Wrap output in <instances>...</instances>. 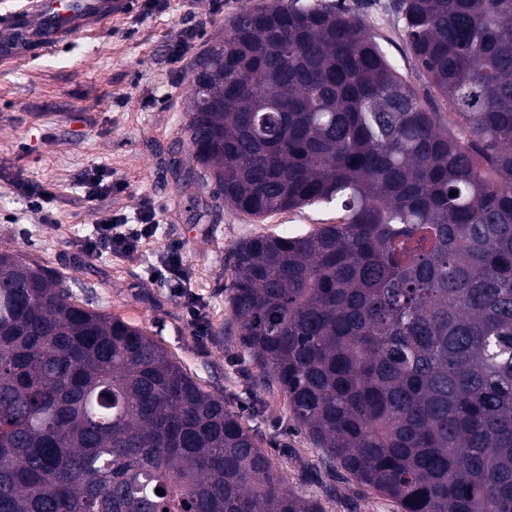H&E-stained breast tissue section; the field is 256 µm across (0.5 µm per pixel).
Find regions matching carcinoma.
I'll return each mask as SVG.
<instances>
[{
	"label": "carcinoma",
	"instance_id": "carcinoma-1",
	"mask_svg": "<svg viewBox=\"0 0 512 512\" xmlns=\"http://www.w3.org/2000/svg\"><path fill=\"white\" fill-rule=\"evenodd\" d=\"M395 2L433 97L349 12L272 0L197 59L189 141L240 212L336 206L232 255L239 346L317 449L399 512H512V0ZM0 512L325 510L144 330L0 249Z\"/></svg>",
	"mask_w": 512,
	"mask_h": 512
}]
</instances>
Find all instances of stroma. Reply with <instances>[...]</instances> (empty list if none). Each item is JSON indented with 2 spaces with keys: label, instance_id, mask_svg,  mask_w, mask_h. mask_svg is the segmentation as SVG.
<instances>
[{
  "label": "stroma",
  "instance_id": "35a3bbf8",
  "mask_svg": "<svg viewBox=\"0 0 512 512\" xmlns=\"http://www.w3.org/2000/svg\"><path fill=\"white\" fill-rule=\"evenodd\" d=\"M87 24L65 22L52 52L31 46L0 52V248L37 259L94 288L95 309L144 329L205 389L224 394L253 429L288 487L326 512H397L329 468L282 397L266 387L238 345L230 304V253L261 234L307 232L336 221L332 208L273 212L261 218L213 196L187 144L190 66L224 36L227 22L258 0H167L150 11L142 0ZM362 18L403 76L430 88L411 54L393 0H332ZM197 31L185 67L170 46L186 19ZM101 168L111 196L90 207L78 176ZM51 185V222H42L14 188L16 178ZM160 210L156 234L132 257L77 258L70 242L89 234L98 214L135 217L145 200ZM178 246L203 318L193 328L187 307L154 276L158 257ZM304 471L314 479L301 480Z\"/></svg>",
  "mask_w": 512,
  "mask_h": 512
}]
</instances>
